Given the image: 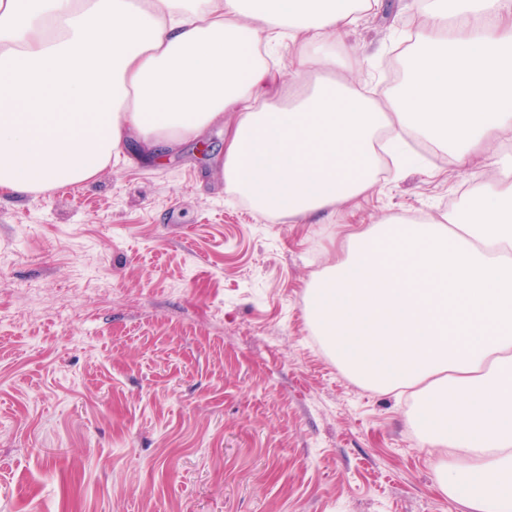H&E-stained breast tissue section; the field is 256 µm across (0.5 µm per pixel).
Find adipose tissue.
<instances>
[{
  "mask_svg": "<svg viewBox=\"0 0 512 512\" xmlns=\"http://www.w3.org/2000/svg\"><path fill=\"white\" fill-rule=\"evenodd\" d=\"M413 3L423 23L377 104L335 73L357 61L344 34L380 0H0V192L92 181L128 145L172 150L228 113L224 188L273 221L374 189L383 129L396 168L414 162L409 139L468 168L512 137V0ZM285 44L301 91L260 98ZM304 300L348 374L412 389L441 492L512 512V181L436 218L356 225Z\"/></svg>",
  "mask_w": 512,
  "mask_h": 512,
  "instance_id": "obj_1",
  "label": "adipose tissue"
}]
</instances>
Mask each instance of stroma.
<instances>
[{"instance_id": "35a3bbf8", "label": "stroma", "mask_w": 512, "mask_h": 512, "mask_svg": "<svg viewBox=\"0 0 512 512\" xmlns=\"http://www.w3.org/2000/svg\"><path fill=\"white\" fill-rule=\"evenodd\" d=\"M350 40L349 80L400 79V0ZM224 128L51 194L0 195V512H463L407 420L318 343L303 286L358 224L455 209L502 177L429 144L321 224L224 191Z\"/></svg>"}]
</instances>
